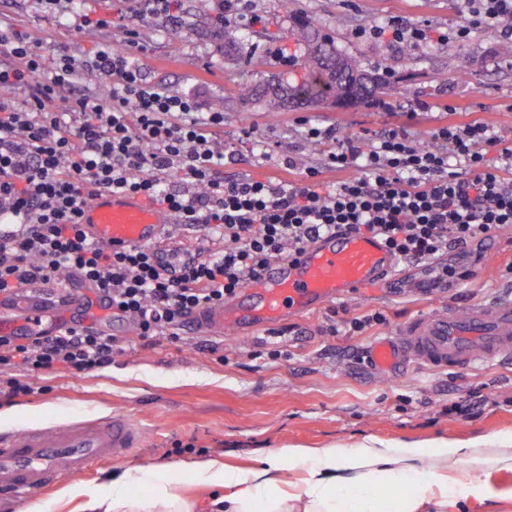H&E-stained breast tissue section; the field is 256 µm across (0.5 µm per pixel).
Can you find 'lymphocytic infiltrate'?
Masks as SVG:
<instances>
[{"label":"lymphocytic infiltrate","mask_w":512,"mask_h":512,"mask_svg":"<svg viewBox=\"0 0 512 512\" xmlns=\"http://www.w3.org/2000/svg\"><path fill=\"white\" fill-rule=\"evenodd\" d=\"M464 25L440 34L467 42L495 26L512 39V0H462ZM0 216L23 231L0 238V297L66 274L128 319L139 341H176L189 317L257 281L276 259L339 229L382 236L401 261L423 266L491 230L512 228V147L481 119L451 122L430 143L391 127L372 144L347 140L298 181L224 176V113L147 82L127 50L63 53L52 71L27 34L0 26ZM109 94L76 93L83 77ZM495 163H488V154ZM360 168L327 186L324 171ZM147 197L185 227L207 231L194 261L163 263L152 247L112 248L79 217L97 191ZM118 339L79 324L29 337L0 336V395L31 392L44 371L86 373L111 364Z\"/></svg>","instance_id":"lymphocytic-infiltrate-1"}]
</instances>
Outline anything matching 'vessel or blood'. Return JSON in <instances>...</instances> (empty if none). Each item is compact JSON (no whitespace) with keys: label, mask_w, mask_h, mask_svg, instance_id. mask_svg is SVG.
<instances>
[{"label":"vessel or blood","mask_w":512,"mask_h":512,"mask_svg":"<svg viewBox=\"0 0 512 512\" xmlns=\"http://www.w3.org/2000/svg\"><path fill=\"white\" fill-rule=\"evenodd\" d=\"M171 223L166 211L143 196L109 190L96 193L81 213L85 233L108 245L151 247L172 240ZM400 272L399 261L381 236L324 235L293 258L272 262L259 281L245 284L222 305L192 315L190 324L209 337L265 335L289 316L387 287ZM11 303L16 319L0 324L2 335L40 334L58 311L29 286L21 287ZM511 356L512 300L442 308L404 323L393 337L374 343L368 352L370 361L383 370L404 362L463 367ZM139 438V430L121 416L30 427L0 437V512H12L33 492L84 474L92 464L126 457Z\"/></svg>","instance_id":"b4317fda"}]
</instances>
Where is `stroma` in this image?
Returning <instances> with one entry per match:
<instances>
[{"label": "stroma", "mask_w": 512, "mask_h": 512, "mask_svg": "<svg viewBox=\"0 0 512 512\" xmlns=\"http://www.w3.org/2000/svg\"><path fill=\"white\" fill-rule=\"evenodd\" d=\"M73 11L57 19L43 0H0V22L29 34L45 63L58 52L81 56L99 46L128 48L146 68L148 82L197 97L202 107L224 103V145L234 160L228 178L297 180L301 169L319 164L325 144L305 137L306 125L333 128L337 140H376L394 124H405L417 140L428 141L445 119L448 104L483 117L512 146V41L487 39L476 31L462 44L436 41L400 46L390 39H358L356 27L381 25L400 16L446 31L464 24L457 0H253L258 22L243 18L228 25L235 57L228 60L213 37L218 24L214 0H176L168 14L132 12L129 0H74ZM318 22L337 47L361 57L365 68L399 83L400 93L382 105L344 109L322 104L271 114L262 100L240 104L242 83L300 82L301 66L283 57H302L303 48L286 33L296 15ZM108 18L105 26L85 18ZM180 45L171 48L172 35ZM466 74H456L459 57ZM448 73L447 83L436 82ZM294 170H286L284 159ZM512 246L496 234L467 254L451 251L448 266L462 284L449 292L422 294L421 271L408 266L398 283L372 289L318 311L286 319L269 337L206 338L186 331L179 341L141 345L122 337L123 350L110 366L87 373L59 371L33 379L32 393L0 398V436L30 426L128 418L141 432L137 448L109 464L93 465L78 481L106 484L112 474L153 466L178 471L185 494L207 500L191 465L213 458L245 469L281 448H356L366 444L388 452L446 442L462 446L466 461L454 481L478 472L483 487L469 496L467 512H512V360L431 369L403 364L391 371L370 368L366 348L394 335L405 322L445 306L512 299ZM374 312L385 324L359 335L330 334L329 320ZM73 478L34 493L45 512H80L66 496Z\"/></svg>", "instance_id": "35a3bbf8"}]
</instances>
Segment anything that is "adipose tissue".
<instances>
[{
  "label": "adipose tissue",
  "mask_w": 512,
  "mask_h": 512,
  "mask_svg": "<svg viewBox=\"0 0 512 512\" xmlns=\"http://www.w3.org/2000/svg\"><path fill=\"white\" fill-rule=\"evenodd\" d=\"M443 467L416 470L422 453L409 449L391 456L384 451L357 448H291L261 457L249 470L225 468L211 459L194 467L198 483L220 489V496L201 503L183 496L178 479L155 470L124 471L106 487L74 484L69 492L81 498L82 512H388L386 501L370 497L372 486L412 478L416 487L399 503V512H448L457 500L448 497V473L462 461L461 451L442 446L437 451ZM306 463L299 488L289 486L287 475ZM151 492L135 495V487Z\"/></svg>",
  "instance_id": "adipose-tissue-1"
}]
</instances>
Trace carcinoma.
Returning a JSON list of instances; mask_svg holds the SVG:
<instances>
[{
    "label": "carcinoma",
    "mask_w": 512,
    "mask_h": 512,
    "mask_svg": "<svg viewBox=\"0 0 512 512\" xmlns=\"http://www.w3.org/2000/svg\"><path fill=\"white\" fill-rule=\"evenodd\" d=\"M289 38L307 46L305 76L299 84H290L286 89L275 86L266 92V106L270 112L279 111L289 99L313 104L330 100L339 102L353 96L355 102L362 103L394 89L390 81L366 70L357 55L338 50L317 28L303 25L292 30ZM324 56L338 64L341 75L330 74L321 68L320 58Z\"/></svg>",
    "instance_id": "carcinoma-1"
}]
</instances>
